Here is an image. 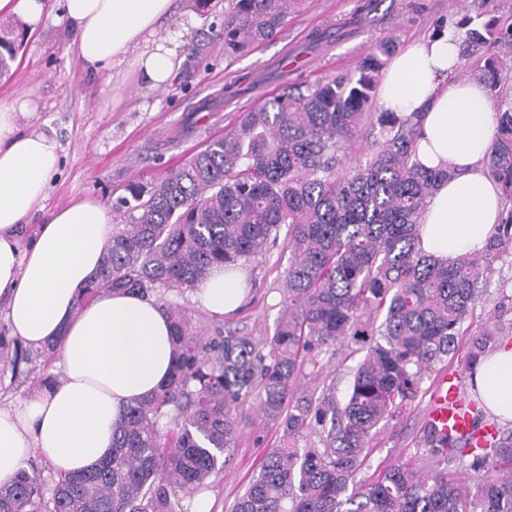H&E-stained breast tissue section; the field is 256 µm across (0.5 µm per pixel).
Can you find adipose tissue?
Wrapping results in <instances>:
<instances>
[{"mask_svg": "<svg viewBox=\"0 0 512 512\" xmlns=\"http://www.w3.org/2000/svg\"><path fill=\"white\" fill-rule=\"evenodd\" d=\"M74 38L70 54L90 73H132L151 88L171 84L182 67L185 31L198 17L173 21L174 0H63ZM451 35L427 39L398 54L379 91L383 109L420 113L417 158L452 176L421 217V247L445 263L484 248L502 208L498 184L485 172L496 133L494 103L478 80H454L460 67ZM23 100L0 103V300L12 336L52 343L60 385L0 406V483L37 457L56 472L90 470L112 453L122 411L157 391L174 365L171 325L151 297L106 292L78 299L112 239V214L84 198L52 210L31 240L21 227L45 200L62 149L49 126L24 128ZM246 272L214 268L195 300L205 311H234ZM485 406L512 421V342L503 341L473 376Z\"/></svg>", "mask_w": 512, "mask_h": 512, "instance_id": "obj_1", "label": "adipose tissue"}]
</instances>
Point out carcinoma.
Listing matches in <instances>:
<instances>
[{
	"mask_svg": "<svg viewBox=\"0 0 512 512\" xmlns=\"http://www.w3.org/2000/svg\"><path fill=\"white\" fill-rule=\"evenodd\" d=\"M230 2L208 31L224 37L226 56L272 39L301 4ZM448 26L463 75L486 84L496 109L486 170L503 209L484 249L444 265L420 246V216L449 172L416 159L420 113L372 111L396 42L380 43L353 72L285 85L164 176L125 185L112 242L79 303L107 291L156 297L171 319L172 375L124 410L111 458L71 476L23 470L0 484V512H176L178 495L202 493L231 464L238 412L257 391L286 442L267 453L230 512H512V431L484 419L480 398L464 402L475 425L493 432L475 440L427 431L422 466L393 463L371 481L358 478L378 425L455 354L491 263L512 249V14L450 25L443 18L437 34ZM23 39L0 29V77ZM361 137L372 152L347 169ZM282 234L290 258L269 338L202 332L160 292L184 299L213 267L244 266ZM500 335L494 326L472 333L460 379H472ZM349 337L367 348L345 401L306 393L304 365ZM54 350L0 334V363L16 376ZM307 433L319 444L299 445ZM466 457L463 481L448 466Z\"/></svg>",
	"mask_w": 512,
	"mask_h": 512,
	"instance_id": "1",
	"label": "carcinoma"
}]
</instances>
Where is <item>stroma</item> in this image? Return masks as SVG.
Wrapping results in <instances>:
<instances>
[{
    "mask_svg": "<svg viewBox=\"0 0 512 512\" xmlns=\"http://www.w3.org/2000/svg\"><path fill=\"white\" fill-rule=\"evenodd\" d=\"M362 2L305 0L275 38L248 54L226 57L224 41L216 37L195 59L192 49L208 20H223L229 6L228 0H209L208 19L187 34L181 46L185 61L171 85L146 90L129 80L116 93L109 74L86 75L68 59L65 50L73 35L56 20L62 10L60 0H49L53 22L27 36L10 76L0 79V100H28V123L54 128L63 147L62 165L32 223H43L51 210L86 196L112 204L129 180L163 176L281 84L313 82L354 69L381 39L395 38L405 49L430 37L438 19L512 11V0H381L369 13L361 11ZM242 75L249 77L252 89L230 97L226 85ZM288 258L287 247L280 244L246 265L249 289L237 311L217 317L189 303L195 323L205 329L238 328L256 337L272 335L282 312ZM492 268L469 322L471 331L486 326L489 310L496 307L501 310V324L512 323V251L495 259ZM359 358L351 341L335 353L321 355L318 365L304 367L305 388L319 393L331 382L337 400H344ZM434 383V376L424 378L417 398L381 424L369 443L362 477L396 461L417 464L424 459L425 411ZM258 404V398H251L242 410L234 463L213 477L206 492L213 501L212 512H229L264 455L282 440L281 430L258 414Z\"/></svg>",
    "mask_w": 512,
    "mask_h": 512,
    "instance_id": "obj_1",
    "label": "stroma"
}]
</instances>
